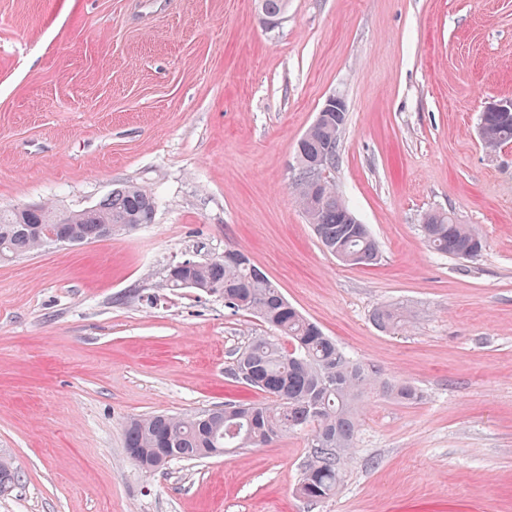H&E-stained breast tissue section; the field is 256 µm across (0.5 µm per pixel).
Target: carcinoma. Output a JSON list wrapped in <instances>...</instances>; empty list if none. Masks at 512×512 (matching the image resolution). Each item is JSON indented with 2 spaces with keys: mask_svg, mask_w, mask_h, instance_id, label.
<instances>
[{
  "mask_svg": "<svg viewBox=\"0 0 512 512\" xmlns=\"http://www.w3.org/2000/svg\"><path fill=\"white\" fill-rule=\"evenodd\" d=\"M485 143L494 147L512 141V117L489 112ZM339 139L336 120L319 126L298 141L304 159L298 164L292 189L308 223L322 246L331 254L341 250L347 264L370 266L379 250L367 225L339 195L327 178L320 199H315L308 161L320 160L332 172L338 161ZM154 195L139 186L125 185L99 204L71 212L64 226L73 237L94 242L104 239L107 225L135 228L153 222ZM58 209L38 206L24 214L0 208V260H9L38 250L43 245V228L54 223ZM422 231L438 252L451 257L479 256L485 249L483 236L473 227L457 223L450 214L433 212L425 216ZM193 281L224 298V305L255 314L272 330L237 353L234 376L242 383L264 392L269 401L248 404L226 403L189 417L166 415L131 420L125 431V448L140 449L138 466L154 471L155 455L164 452L173 459L199 460L205 448L264 447L291 433H304L312 460L305 466L299 483L302 497L319 501L341 489L345 464L354 448L359 430V404L370 393H378L403 403H413L419 395L407 382H392L374 366L348 356L321 329L288 303L280 288L251 263L237 248L224 255L177 271L166 279L172 289ZM373 320L382 329L402 326L398 308H377Z\"/></svg>",
  "mask_w": 512,
  "mask_h": 512,
  "instance_id": "carcinoma-1",
  "label": "carcinoma"
}]
</instances>
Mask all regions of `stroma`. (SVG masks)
Instances as JSON below:
<instances>
[{"instance_id": "obj_1", "label": "stroma", "mask_w": 512, "mask_h": 512, "mask_svg": "<svg viewBox=\"0 0 512 512\" xmlns=\"http://www.w3.org/2000/svg\"><path fill=\"white\" fill-rule=\"evenodd\" d=\"M347 120L336 188L379 247L348 266L291 190L325 100ZM512 0H0V207L64 211L151 189L153 223L0 261V512H512ZM432 211L486 239L426 242ZM246 252L351 358L413 385L364 398L335 497L298 492L304 434L142 470L127 421L263 401L234 354L256 315L166 288L187 258ZM407 314L396 332L376 307ZM486 122L489 124L485 143L494 147L501 142L512 141V117L503 118L495 112H488L485 116ZM422 224L426 241L440 253L458 258H475L485 249L483 236L473 227L457 224L450 214L445 212L428 213ZM468 257H462V254Z\"/></svg>"}]
</instances>
